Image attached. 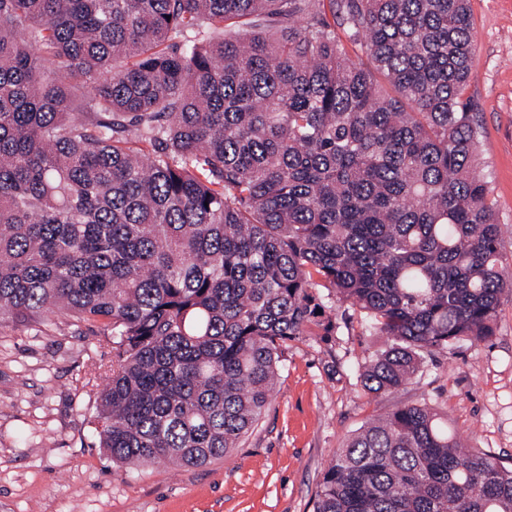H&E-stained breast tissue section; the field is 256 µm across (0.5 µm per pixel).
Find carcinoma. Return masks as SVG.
<instances>
[{
  "instance_id": "cac0c4a2",
  "label": "carcinoma",
  "mask_w": 512,
  "mask_h": 512,
  "mask_svg": "<svg viewBox=\"0 0 512 512\" xmlns=\"http://www.w3.org/2000/svg\"><path fill=\"white\" fill-rule=\"evenodd\" d=\"M472 42L469 0H0V323L112 337L113 463L230 455L288 341L337 334L322 288L388 339L369 394L494 334L512 274L462 101ZM313 512H512V464L401 403Z\"/></svg>"
}]
</instances>
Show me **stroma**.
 <instances>
[{
  "label": "stroma",
  "instance_id": "stroma-1",
  "mask_svg": "<svg viewBox=\"0 0 512 512\" xmlns=\"http://www.w3.org/2000/svg\"><path fill=\"white\" fill-rule=\"evenodd\" d=\"M475 68L463 96L512 273V0H470ZM341 331L289 342L271 405L228 458L118 468L90 424L112 366L94 321L61 314L0 324V512H313L325 469L366 422L401 403L434 406L461 440L512 459V295L493 336L426 359L393 395L365 393L359 366L383 344L332 301Z\"/></svg>",
  "mask_w": 512,
  "mask_h": 512
}]
</instances>
